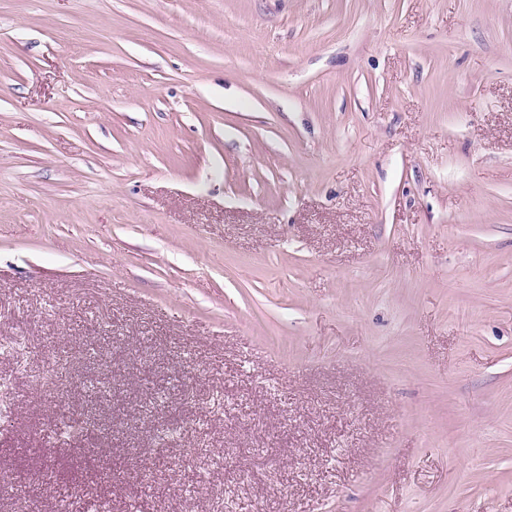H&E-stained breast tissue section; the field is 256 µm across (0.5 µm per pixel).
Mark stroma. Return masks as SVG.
<instances>
[{"instance_id": "obj_1", "label": "stroma", "mask_w": 512, "mask_h": 512, "mask_svg": "<svg viewBox=\"0 0 512 512\" xmlns=\"http://www.w3.org/2000/svg\"><path fill=\"white\" fill-rule=\"evenodd\" d=\"M0 469L512 512V0H0Z\"/></svg>"}]
</instances>
